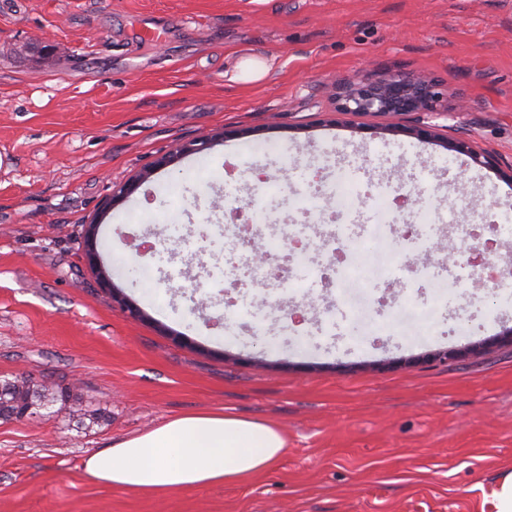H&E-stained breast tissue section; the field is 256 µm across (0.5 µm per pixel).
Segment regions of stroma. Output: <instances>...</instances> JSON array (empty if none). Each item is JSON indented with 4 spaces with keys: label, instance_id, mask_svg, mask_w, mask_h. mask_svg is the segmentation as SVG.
<instances>
[{
    "label": "stroma",
    "instance_id": "obj_1",
    "mask_svg": "<svg viewBox=\"0 0 512 512\" xmlns=\"http://www.w3.org/2000/svg\"><path fill=\"white\" fill-rule=\"evenodd\" d=\"M245 57L269 63L261 81H233ZM389 72L469 108L337 112L336 78ZM420 126L434 138L406 135ZM461 137L497 168L446 149ZM511 166L512 0H0V379L77 399L0 418V512H481L512 470V287L484 274L458 294L448 277L468 267L465 226H512ZM415 185L393 235H361ZM340 192L347 238L328 243L316 230ZM213 193L257 198L282 277L251 278L239 232L198 236ZM173 217L191 246L169 238ZM91 224L108 288L86 258ZM432 226L459 263L421 280L401 234ZM300 251L333 287L297 280ZM446 349L465 355L431 360ZM83 408L94 426L75 424ZM196 412L273 422L288 447L246 481L167 494L85 473L89 454Z\"/></svg>",
    "mask_w": 512,
    "mask_h": 512
}]
</instances>
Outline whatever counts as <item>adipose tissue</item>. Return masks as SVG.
Segmentation results:
<instances>
[{
	"label": "adipose tissue",
	"mask_w": 512,
	"mask_h": 512,
	"mask_svg": "<svg viewBox=\"0 0 512 512\" xmlns=\"http://www.w3.org/2000/svg\"><path fill=\"white\" fill-rule=\"evenodd\" d=\"M287 448L274 423L232 413L176 417L90 454L93 479L146 493L242 481L270 469Z\"/></svg>",
	"instance_id": "adipose-tissue-1"
}]
</instances>
